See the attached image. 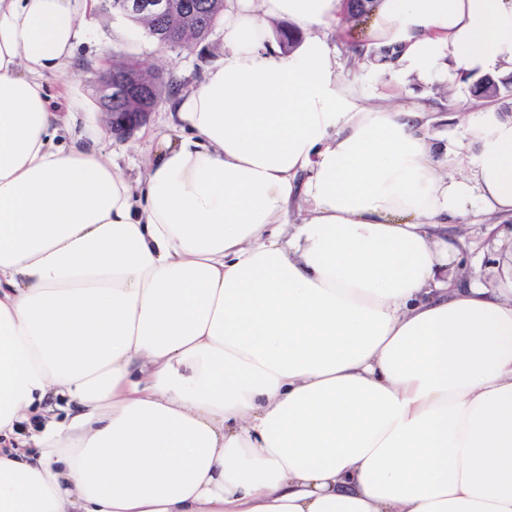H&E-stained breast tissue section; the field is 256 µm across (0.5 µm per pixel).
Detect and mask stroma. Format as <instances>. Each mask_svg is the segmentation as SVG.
<instances>
[{
    "instance_id": "35a3bbf8",
    "label": "stroma",
    "mask_w": 512,
    "mask_h": 512,
    "mask_svg": "<svg viewBox=\"0 0 512 512\" xmlns=\"http://www.w3.org/2000/svg\"><path fill=\"white\" fill-rule=\"evenodd\" d=\"M336 53L339 81L351 93L355 103L366 107L393 106L409 112L424 113L428 121L424 133L433 153L451 176L470 174L480 152V143L467 131V118L474 115L486 119L499 106L512 109V98L505 104L487 102L475 96L476 75L456 81L452 95H440L436 80L407 67L388 72L369 57H356L346 48L343 29L327 27L319 32ZM222 28L215 30L191 48L160 47L143 29H131L127 20L96 12L95 21L82 36L70 67L71 95L59 94L55 78H48L46 91L56 110L66 111L71 100H79L85 120L100 130L98 145L133 187H140L147 175L146 161L161 138L176 135L171 117L172 103L164 101L150 116L146 125L132 135L120 137L103 114L98 99V86L113 58L126 57L142 66L158 69L164 78L175 79L181 93H188L203 79L206 70L223 55ZM458 240V253L447 269L452 278H466L479 271L483 282L492 288L512 279V217L474 211L465 223L452 230Z\"/></svg>"
}]
</instances>
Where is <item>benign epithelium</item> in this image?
<instances>
[{"instance_id":"1","label":"benign epithelium","mask_w":512,"mask_h":512,"mask_svg":"<svg viewBox=\"0 0 512 512\" xmlns=\"http://www.w3.org/2000/svg\"><path fill=\"white\" fill-rule=\"evenodd\" d=\"M103 12L115 11L128 19L132 17L175 18L189 21L193 15L186 13L182 0H100ZM153 73L142 67L129 68L122 74L107 78L101 83L100 103L110 118L112 131L129 135L145 125L150 117L148 112H114L112 106L119 104L126 108L137 103L145 104L146 91L153 90Z\"/></svg>"}]
</instances>
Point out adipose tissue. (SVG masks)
<instances>
[{
  "mask_svg": "<svg viewBox=\"0 0 512 512\" xmlns=\"http://www.w3.org/2000/svg\"><path fill=\"white\" fill-rule=\"evenodd\" d=\"M227 3L140 202L55 140L96 0H0V512H512V282L438 277L473 204L512 216V122L448 176L338 83L343 0ZM368 34L512 68V0H379Z\"/></svg>",
  "mask_w": 512,
  "mask_h": 512,
  "instance_id": "obj_1",
  "label": "adipose tissue"
}]
</instances>
